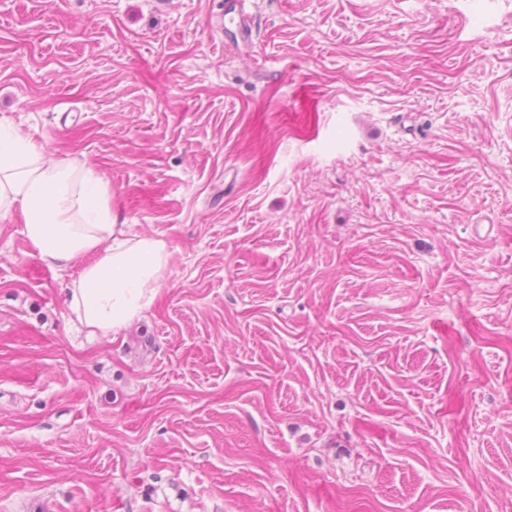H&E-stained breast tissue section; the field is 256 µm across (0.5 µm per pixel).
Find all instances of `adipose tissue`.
Segmentation results:
<instances>
[{
  "mask_svg": "<svg viewBox=\"0 0 512 512\" xmlns=\"http://www.w3.org/2000/svg\"><path fill=\"white\" fill-rule=\"evenodd\" d=\"M110 182L75 159L49 156L43 144L0 119V220L22 212L25 234L49 267L84 266L67 300L71 319L109 337L154 302L171 249L132 233L111 205Z\"/></svg>",
  "mask_w": 512,
  "mask_h": 512,
  "instance_id": "1",
  "label": "adipose tissue"
}]
</instances>
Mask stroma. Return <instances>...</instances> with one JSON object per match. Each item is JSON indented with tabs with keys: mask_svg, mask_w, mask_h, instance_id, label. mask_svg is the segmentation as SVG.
Masks as SVG:
<instances>
[{
	"mask_svg": "<svg viewBox=\"0 0 512 512\" xmlns=\"http://www.w3.org/2000/svg\"><path fill=\"white\" fill-rule=\"evenodd\" d=\"M0 0V118L172 248L118 336L0 222V512H512V0Z\"/></svg>",
	"mask_w": 512,
	"mask_h": 512,
	"instance_id": "35a3bbf8",
	"label": "stroma"
}]
</instances>
